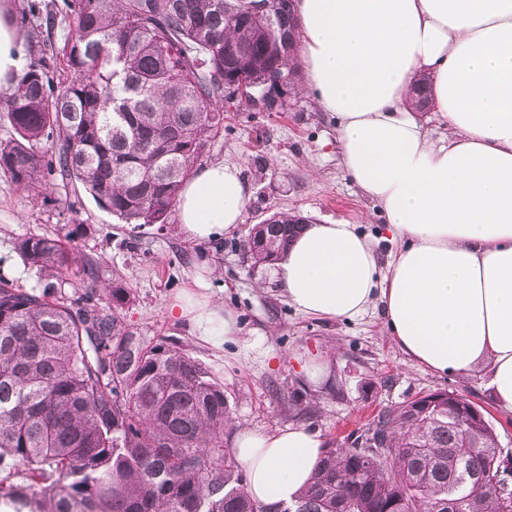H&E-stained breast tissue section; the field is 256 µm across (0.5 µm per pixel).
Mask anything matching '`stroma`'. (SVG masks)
Instances as JSON below:
<instances>
[{"instance_id":"1","label":"stroma","mask_w":512,"mask_h":512,"mask_svg":"<svg viewBox=\"0 0 512 512\" xmlns=\"http://www.w3.org/2000/svg\"><path fill=\"white\" fill-rule=\"evenodd\" d=\"M285 99L281 112L225 105L224 131L201 157L205 164L239 165L250 190L240 224L221 240L192 243L153 225L134 238L80 183L54 186L50 201L42 202L0 172V270L13 286L37 287L36 271L14 249L15 239L29 234H67L75 253L103 258L104 275H119L136 296L127 321L145 338L179 340L223 386L233 418L225 447H233L238 428L270 433L291 424L310 427L335 445L384 408L447 391L471 400L503 452L512 453V413L495 403L486 368L429 372L392 342L374 309L352 320L301 314L287 304L273 268L252 266L242 251L250 228L276 211L355 224L372 236L385 222L340 166L334 124L311 97L291 89ZM188 291L235 315L236 341L213 346L188 318L170 315V305ZM313 357L329 362V383L305 377L303 365Z\"/></svg>"}]
</instances>
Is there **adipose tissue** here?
<instances>
[{"mask_svg": "<svg viewBox=\"0 0 512 512\" xmlns=\"http://www.w3.org/2000/svg\"><path fill=\"white\" fill-rule=\"evenodd\" d=\"M18 0H0V90L30 57ZM303 93L334 122L340 163L386 218L377 243L354 224H306L276 263L288 305L354 319L379 308L393 343L438 374L489 366L512 412V0H298ZM428 77L448 128L432 138L413 105ZM250 195L239 167L218 161L177 200L182 237L204 243L240 223ZM198 336L235 340L232 313L177 302ZM318 432L239 430L235 454L261 503L294 501L322 453Z\"/></svg>", "mask_w": 512, "mask_h": 512, "instance_id": "adipose-tissue-1", "label": "adipose tissue"}]
</instances>
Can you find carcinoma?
<instances>
[{
	"mask_svg": "<svg viewBox=\"0 0 512 512\" xmlns=\"http://www.w3.org/2000/svg\"><path fill=\"white\" fill-rule=\"evenodd\" d=\"M293 0H63L28 5L31 39L64 21L60 42L10 91L0 111L14 137L0 170L21 188L78 181L130 232L169 223L183 182L224 131V98L260 95L296 71ZM63 63L71 78L57 88ZM51 143L53 151L41 147ZM300 214L276 212L241 248L277 261ZM45 280L15 288L0 272V505L10 512H278L253 501L224 447V387L168 337L146 340L124 313L135 294L58 236L16 239ZM71 286L66 291L65 286ZM426 394L382 410L367 453L329 447L293 512H512L502 449L489 422Z\"/></svg>",
	"mask_w": 512,
	"mask_h": 512,
	"instance_id": "obj_1",
	"label": "carcinoma"
}]
</instances>
